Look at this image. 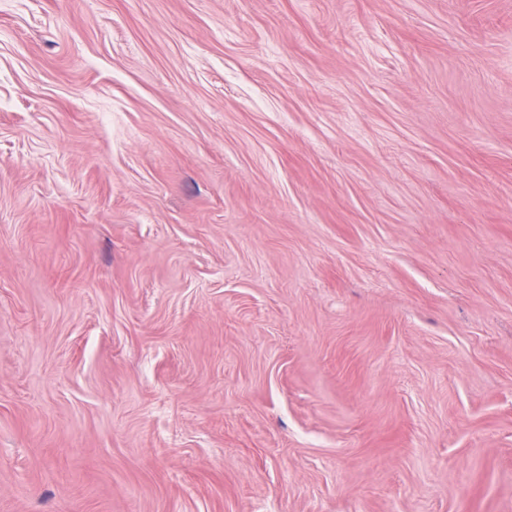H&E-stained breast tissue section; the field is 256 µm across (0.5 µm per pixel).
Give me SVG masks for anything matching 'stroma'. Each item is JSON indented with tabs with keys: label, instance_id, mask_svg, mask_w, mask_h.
<instances>
[{
	"label": "stroma",
	"instance_id": "stroma-1",
	"mask_svg": "<svg viewBox=\"0 0 512 512\" xmlns=\"http://www.w3.org/2000/svg\"><path fill=\"white\" fill-rule=\"evenodd\" d=\"M0 512H512V0H0Z\"/></svg>",
	"mask_w": 512,
	"mask_h": 512
}]
</instances>
